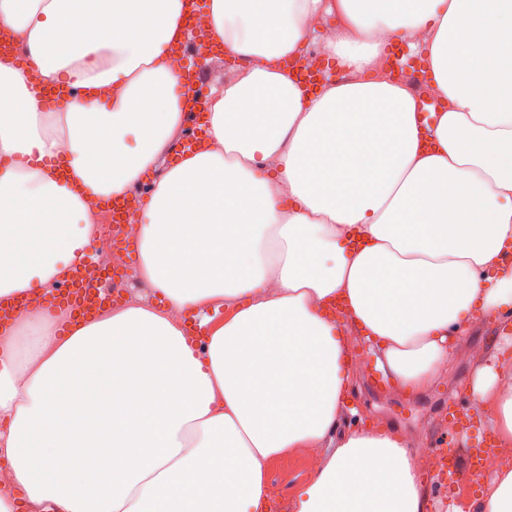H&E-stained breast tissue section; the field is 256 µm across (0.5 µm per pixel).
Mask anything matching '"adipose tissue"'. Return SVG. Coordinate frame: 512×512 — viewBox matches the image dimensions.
Instances as JSON below:
<instances>
[{"label": "adipose tissue", "mask_w": 512, "mask_h": 512, "mask_svg": "<svg viewBox=\"0 0 512 512\" xmlns=\"http://www.w3.org/2000/svg\"><path fill=\"white\" fill-rule=\"evenodd\" d=\"M211 34L249 60L206 106L205 150L142 211L136 276L159 301L0 328V512H263L267 464L321 460L295 512H427L409 441L342 428L353 324L406 394L453 358L465 317L512 307V0H209ZM335 15L323 57L285 64ZM24 47L0 59V298L59 281L98 234L92 204L156 168L184 122L166 64L184 0H0ZM420 33L444 108L420 121L376 37ZM84 30V40L72 39ZM81 92L52 112L30 88ZM201 313L193 341L171 309ZM471 390L512 445V372ZM70 459L56 464L58 454Z\"/></svg>", "instance_id": "ef3b65f1"}]
</instances>
